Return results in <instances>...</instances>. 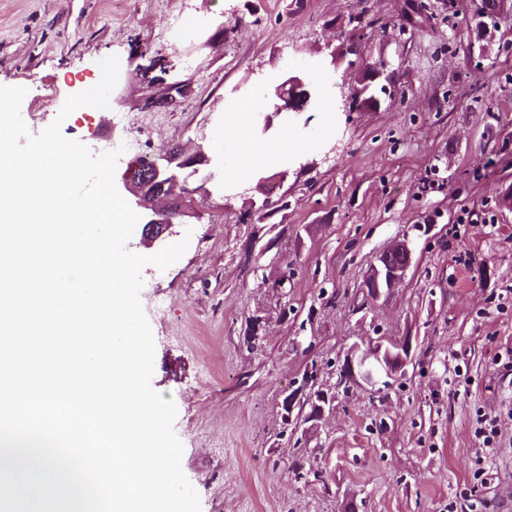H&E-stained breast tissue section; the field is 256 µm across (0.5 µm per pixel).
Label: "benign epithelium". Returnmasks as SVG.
I'll use <instances>...</instances> for the list:
<instances>
[{
	"mask_svg": "<svg viewBox=\"0 0 512 512\" xmlns=\"http://www.w3.org/2000/svg\"><path fill=\"white\" fill-rule=\"evenodd\" d=\"M380 75L374 69L364 73L355 85V93L364 97L367 107L379 105V99L369 93L371 83ZM190 93L189 84L179 81L170 84L164 92L147 100L148 109L174 110ZM308 95L307 81L301 75L285 74L279 84L280 104L274 115L262 119V131L273 125V116L283 113H299L304 110ZM209 157L204 151H187L174 147L157 157L153 165L141 168L129 166L123 180V188L128 193V203L139 215L142 224L141 242L155 243L177 234L175 227L185 223V219L198 215L201 205L198 194L204 193L206 184L213 172L204 171ZM413 250L408 241L397 240L374 258L366 271L362 288L371 300L381 297L401 282L412 263ZM411 345L407 339L391 340L378 337L369 341L366 349L354 345L344 359L338 386L349 388L355 383L374 386L378 378L391 380L397 374L405 373L410 363ZM307 405L311 406L308 420L314 421L335 410V397L316 388L308 387Z\"/></svg>",
	"mask_w": 512,
	"mask_h": 512,
	"instance_id": "7a95c632",
	"label": "benign epithelium"
}]
</instances>
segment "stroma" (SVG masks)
<instances>
[{
	"label": "stroma",
	"mask_w": 512,
	"mask_h": 512,
	"mask_svg": "<svg viewBox=\"0 0 512 512\" xmlns=\"http://www.w3.org/2000/svg\"><path fill=\"white\" fill-rule=\"evenodd\" d=\"M479 0H0V85L22 86V112L101 79L117 56L106 109H76L65 137L123 139L141 119L142 149L200 145L211 170L234 160L228 99L246 100L285 72L318 97L274 119L254 142L288 133L303 151L214 179L186 251L143 270L140 300L155 341L153 388L175 403L181 466L201 512H512V0L494 18ZM367 29L348 53V20ZM336 68L319 65L327 48ZM395 74L376 110L344 106L375 62ZM176 81L174 111L145 101ZM287 198L258 219L249 201ZM408 240L404 280L354 312L371 261ZM288 317H281L282 308ZM411 340L413 370L381 390L351 386L303 439L285 433L284 398L307 366L324 388L352 345ZM499 446L484 448L479 415ZM317 449L322 482L291 465Z\"/></svg>",
	"instance_id": "35a3bbf8"
}]
</instances>
